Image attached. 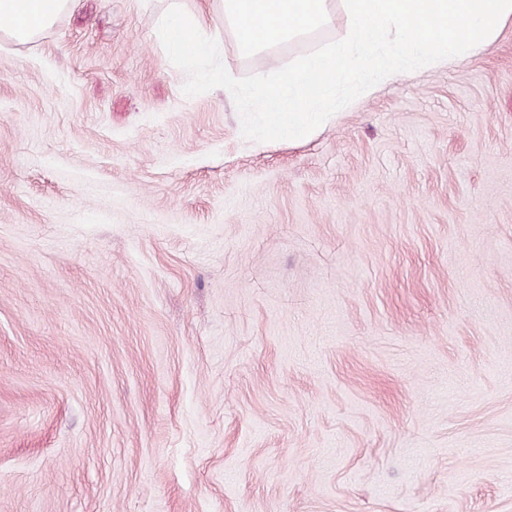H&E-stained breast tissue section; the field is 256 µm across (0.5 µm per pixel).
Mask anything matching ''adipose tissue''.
Returning <instances> with one entry per match:
<instances>
[{"mask_svg":"<svg viewBox=\"0 0 512 512\" xmlns=\"http://www.w3.org/2000/svg\"><path fill=\"white\" fill-rule=\"evenodd\" d=\"M71 0H0V36L23 43L48 29ZM330 20L329 0H224L241 54L302 36Z\"/></svg>","mask_w":512,"mask_h":512,"instance_id":"ef3b65f1","label":"adipose tissue"}]
</instances>
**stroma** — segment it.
Wrapping results in <instances>:
<instances>
[{
  "label": "stroma",
  "instance_id": "35a3bbf8",
  "mask_svg": "<svg viewBox=\"0 0 512 512\" xmlns=\"http://www.w3.org/2000/svg\"><path fill=\"white\" fill-rule=\"evenodd\" d=\"M73 0L0 43V512H512V21L306 139Z\"/></svg>",
  "mask_w": 512,
  "mask_h": 512
}]
</instances>
